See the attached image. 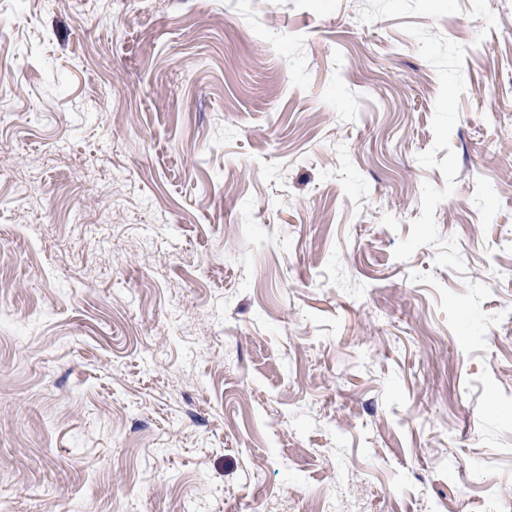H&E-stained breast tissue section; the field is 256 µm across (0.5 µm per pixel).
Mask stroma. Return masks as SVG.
I'll list each match as a JSON object with an SVG mask.
<instances>
[{
  "label": "stroma",
  "instance_id": "1",
  "mask_svg": "<svg viewBox=\"0 0 512 512\" xmlns=\"http://www.w3.org/2000/svg\"><path fill=\"white\" fill-rule=\"evenodd\" d=\"M0 512H512V0H0Z\"/></svg>",
  "mask_w": 512,
  "mask_h": 512
}]
</instances>
